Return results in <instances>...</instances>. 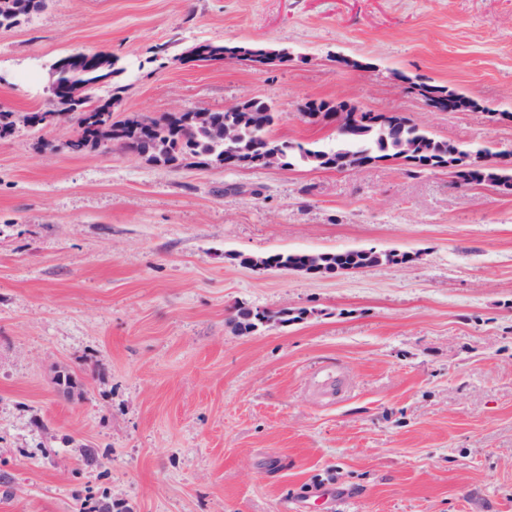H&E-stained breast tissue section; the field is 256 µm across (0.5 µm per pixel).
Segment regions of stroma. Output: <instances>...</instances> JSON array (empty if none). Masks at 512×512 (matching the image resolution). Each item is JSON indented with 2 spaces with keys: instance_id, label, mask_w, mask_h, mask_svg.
Masks as SVG:
<instances>
[{
  "instance_id": "stroma-1",
  "label": "stroma",
  "mask_w": 512,
  "mask_h": 512,
  "mask_svg": "<svg viewBox=\"0 0 512 512\" xmlns=\"http://www.w3.org/2000/svg\"><path fill=\"white\" fill-rule=\"evenodd\" d=\"M202 41L291 56L185 60ZM75 52L118 58L116 121L255 97L275 138L331 147L301 112L324 99L512 150V0H49L0 28V110L45 109ZM74 135L0 140V512H512V191L400 159L169 168ZM371 247L412 259H234ZM241 308L304 316L244 333ZM399 255L394 252L381 253L373 248L348 250L336 253L274 252L261 257L237 255L240 264L266 269L295 270L309 272L314 267L323 268L322 273L338 270H358L373 266L382 260L397 262Z\"/></svg>"
}]
</instances>
